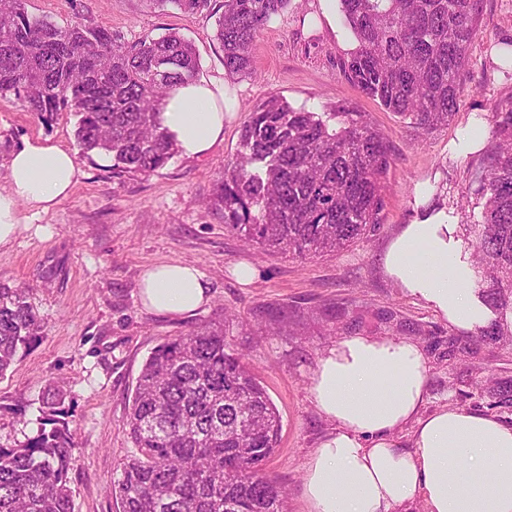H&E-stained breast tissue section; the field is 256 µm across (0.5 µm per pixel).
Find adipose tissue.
Returning a JSON list of instances; mask_svg holds the SVG:
<instances>
[{"instance_id":"adipose-tissue-1","label":"adipose tissue","mask_w":512,"mask_h":512,"mask_svg":"<svg viewBox=\"0 0 512 512\" xmlns=\"http://www.w3.org/2000/svg\"><path fill=\"white\" fill-rule=\"evenodd\" d=\"M161 119L182 156L205 157L224 138L223 81L180 83ZM79 174L76 151L24 139L0 189V246L66 199ZM385 266L456 327L481 324L468 277L449 268L436 225H406ZM140 299L148 310L181 315L207 305L210 294L196 266L163 263L143 269ZM427 386L425 354L409 338L351 336L319 360L310 393L335 430L306 463L308 512H407L419 497L426 512H512V426L455 408L421 416ZM408 425L414 431L407 448L397 434Z\"/></svg>"}]
</instances>
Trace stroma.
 Instances as JSON below:
<instances>
[{
  "label": "stroma",
  "mask_w": 512,
  "mask_h": 512,
  "mask_svg": "<svg viewBox=\"0 0 512 512\" xmlns=\"http://www.w3.org/2000/svg\"><path fill=\"white\" fill-rule=\"evenodd\" d=\"M29 14L60 27L100 25L131 45L178 32L192 41L199 73L224 82V139L201 159L174 155L153 176L117 175L97 153L79 154L81 174L69 196L39 219L44 234L25 230L0 247V283L25 286L41 331L0 377V448L36 435L40 400L61 389L76 447L69 473L74 512H121L112 494L118 464L130 455L126 415L141 368L154 349L207 323H223L224 338L242 351L281 415V439L265 472L286 490L284 512H307L306 463L334 425L315 408L310 376L318 360L346 336H400L420 343L428 365L422 408L480 412L512 425V412L494 408L471 381L485 366L512 379V348L481 349L471 366L448 360L456 328L421 296L384 269L391 239L405 224L447 225L452 250L472 264L469 225L479 176L480 148L498 105L512 101V0H484L470 49L463 103L448 125L422 135L410 119L366 97L343 75L352 47L337 0H293L259 33L252 71L226 76L213 13H187L149 0H26ZM310 112L339 105L365 113L387 139L384 221L350 247L307 260L268 254L225 230L207 200L224 166L239 150L246 110L270 95ZM74 115L41 120L14 95L0 97V188L11 153L24 138L76 148ZM199 268L211 293L191 315L143 308L140 275L151 264ZM254 277L241 284L235 264Z\"/></svg>",
  "instance_id": "35a3bbf8"
}]
</instances>
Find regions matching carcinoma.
<instances>
[{
	"label": "carcinoma",
	"instance_id": "cac0c4a2",
	"mask_svg": "<svg viewBox=\"0 0 512 512\" xmlns=\"http://www.w3.org/2000/svg\"><path fill=\"white\" fill-rule=\"evenodd\" d=\"M183 11L211 0H155ZM290 0H224L216 40L224 71L244 74L260 30ZM355 47L341 69L365 95L425 134L462 103L482 0H338ZM193 44L175 32L133 46L107 28H67L28 15L25 0H0V95L41 119L70 111L85 152L112 158L115 173L149 177L175 154L161 110L193 78ZM242 150L225 166L209 206L248 246L310 259L350 247L382 223L391 151L363 113L319 115L278 96L249 109ZM471 225L481 269L478 294L496 318L466 342L448 337V360L512 346V101L491 113ZM29 289L0 285V376L39 334ZM43 408L54 427L19 448H0V512H73L75 441L60 422L62 396ZM137 453L120 464L112 494L122 512H283V487L263 473L281 417L265 388L208 324L159 345L140 372L127 415Z\"/></svg>",
	"mask_w": 512,
	"mask_h": 512
}]
</instances>
